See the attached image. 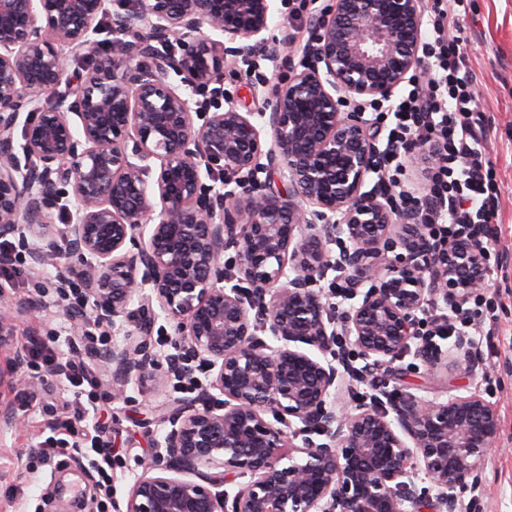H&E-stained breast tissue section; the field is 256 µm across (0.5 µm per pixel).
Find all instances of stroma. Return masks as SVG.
I'll return each mask as SVG.
<instances>
[{"label": "stroma", "mask_w": 512, "mask_h": 512, "mask_svg": "<svg viewBox=\"0 0 512 512\" xmlns=\"http://www.w3.org/2000/svg\"><path fill=\"white\" fill-rule=\"evenodd\" d=\"M469 3L461 26L501 189L503 272L489 281L504 303L498 312L500 332L489 344L498 354L491 376L497 385L487 389L484 376L463 375L453 365L427 370L411 350L392 363L386 376L390 387L426 402L476 393L495 407L500 420L498 449L483 466L477 503L479 512H512V0ZM276 5L269 37L279 39L291 32L296 43L288 53L261 61L265 84L233 68L224 70L225 92L245 111L267 108L274 86L285 82L304 56L310 11L294 16L288 0H276ZM65 275L64 263L35 267L24 258L10 275L0 276V296L12 301L11 307L0 308V512H57L61 497L75 501L79 512H97L95 481L80 452H65L39 469L29 462L30 449L51 437V424L72 417L75 408L71 387L56 379L38 380L17 362L31 335L59 334L58 356L70 355V318L66 302L58 296L65 287ZM83 359L100 380L94 395L97 409L86 415L84 430H102L111 441L115 498L121 502L141 475L143 461L154 454L164 436L163 414L186 392L173 381L164 387L133 382L125 396L116 400L111 364L91 352L84 353ZM8 412L13 415L9 421L4 418Z\"/></svg>", "instance_id": "stroma-1"}]
</instances>
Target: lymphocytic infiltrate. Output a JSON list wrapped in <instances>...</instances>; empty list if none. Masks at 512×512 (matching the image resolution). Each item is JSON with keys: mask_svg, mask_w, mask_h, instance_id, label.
<instances>
[{"mask_svg": "<svg viewBox=\"0 0 512 512\" xmlns=\"http://www.w3.org/2000/svg\"><path fill=\"white\" fill-rule=\"evenodd\" d=\"M468 0H431L428 26L421 50L426 57L420 80L387 107L391 120L380 131V148L386 166L401 167L406 148L420 143L433 150L436 159L425 169V192L395 188L380 182L382 194H396L401 206L421 208L432 247L459 240L476 244L484 259L482 273H495L501 237L496 171L487 148V124L471 74L470 58L463 48L460 19ZM420 335L428 340L472 337L476 343L489 340L496 331L494 322L473 324L460 309L442 310L428 303L418 320ZM54 339H29L32 367H52L57 378L73 388L75 396L96 390L99 381L83 359L60 358L54 353Z\"/></svg>", "mask_w": 512, "mask_h": 512, "instance_id": "lymphocytic-infiltrate-1", "label": "lymphocytic infiltrate"}]
</instances>
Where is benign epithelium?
<instances>
[{
    "label": "benign epithelium",
    "instance_id": "obj_1",
    "mask_svg": "<svg viewBox=\"0 0 512 512\" xmlns=\"http://www.w3.org/2000/svg\"><path fill=\"white\" fill-rule=\"evenodd\" d=\"M274 13L273 0H0V237L35 239V267L55 262L42 226L72 197L66 271L91 317L131 326L108 353L112 398L197 370L224 395L175 402L122 512H459L498 440L493 406L387 390L369 403L357 388L356 361L398 357L424 303L458 308L485 287L472 243L433 258L417 212L363 191L378 151L361 106L420 66V2L333 0L311 25L312 64L267 112L231 98L203 111L169 82L222 96L226 65L290 46L265 37ZM106 26L132 40L98 38ZM64 47L92 54L61 94ZM266 171L288 194L266 193ZM334 269L353 300L340 315L319 287ZM158 310L174 335L163 362ZM473 346L455 341L474 376ZM419 356L448 363L430 345ZM341 386L348 399H331Z\"/></svg>",
    "mask_w": 512,
    "mask_h": 512
}]
</instances>
